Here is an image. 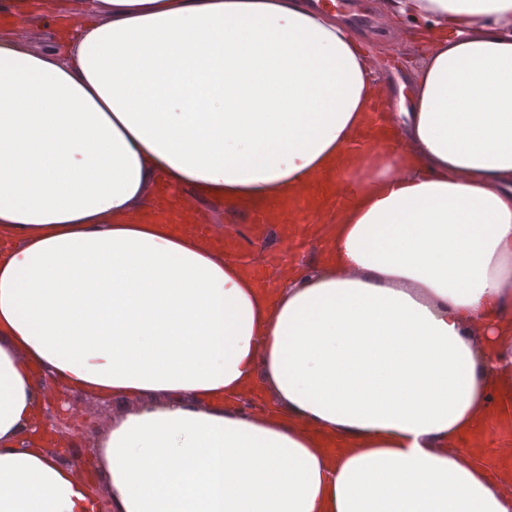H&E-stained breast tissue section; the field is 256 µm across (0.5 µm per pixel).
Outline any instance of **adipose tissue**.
Returning <instances> with one entry per match:
<instances>
[{
  "mask_svg": "<svg viewBox=\"0 0 512 512\" xmlns=\"http://www.w3.org/2000/svg\"><path fill=\"white\" fill-rule=\"evenodd\" d=\"M374 10L410 101L316 0H0L63 43L0 35V512H512L461 445L512 402V0ZM326 176L350 202L270 284L152 220L160 184L274 210ZM46 381L116 404L105 498L34 433Z\"/></svg>",
  "mask_w": 512,
  "mask_h": 512,
  "instance_id": "obj_1",
  "label": "adipose tissue"
}]
</instances>
